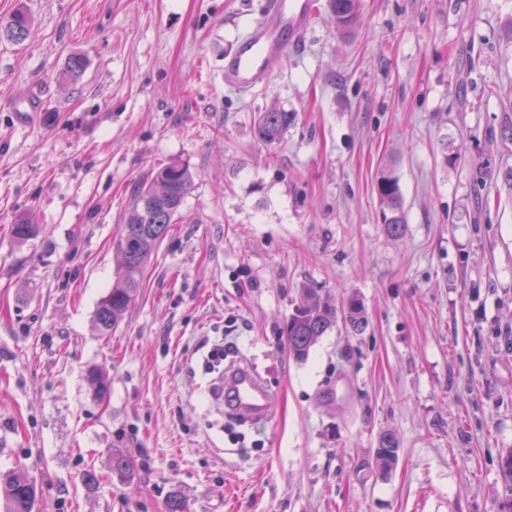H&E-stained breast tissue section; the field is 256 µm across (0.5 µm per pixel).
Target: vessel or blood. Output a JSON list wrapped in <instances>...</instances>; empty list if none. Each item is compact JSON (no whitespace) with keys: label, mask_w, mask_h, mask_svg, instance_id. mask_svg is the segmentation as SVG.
Instances as JSON below:
<instances>
[{"label":"vessel or blood","mask_w":512,"mask_h":512,"mask_svg":"<svg viewBox=\"0 0 512 512\" xmlns=\"http://www.w3.org/2000/svg\"><path fill=\"white\" fill-rule=\"evenodd\" d=\"M319 0H267L263 14L244 32L236 50L224 58V78L238 92H251L282 67L305 43L318 14ZM232 411L253 425L265 424L277 394L248 365L224 376Z\"/></svg>","instance_id":"vessel-or-blood-1"}]
</instances>
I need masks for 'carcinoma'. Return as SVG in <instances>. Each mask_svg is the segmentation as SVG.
<instances>
[{"label":"carcinoma","mask_w":512,"mask_h":512,"mask_svg":"<svg viewBox=\"0 0 512 512\" xmlns=\"http://www.w3.org/2000/svg\"><path fill=\"white\" fill-rule=\"evenodd\" d=\"M328 7L338 28L348 30L356 25L359 0H328ZM30 31V17L22 9L16 10L6 23L0 24V35L16 43L26 41ZM83 70L84 59L72 56L60 79L75 83ZM290 121L291 117L286 112L269 110L258 113L254 121L257 141L267 147L278 143ZM193 186L194 173L190 165L180 159L160 164L135 186L124 224L114 242L115 251L121 258L120 269L112 288L95 312V326L101 335L111 334L135 300L142 287L147 263L169 234L171 225L185 220L181 206ZM378 197L383 206V224L386 231L394 235L403 224V216L395 182L388 174L380 178ZM35 232V226L25 217L16 219L12 225V234L20 242L34 236ZM303 292L304 303L295 309L284 328L288 354L294 359H306L311 347L336 326L340 318L355 329L363 327L361 309L356 304L351 303L340 312L321 296L320 289L305 288ZM375 455L382 473L390 472L398 457L396 439L390 434L383 435ZM138 470L139 465L132 456L120 450L112 452L110 471L120 482L132 483ZM36 497V488L25 477L16 473L0 475V499L4 501L6 512H32Z\"/></svg>","instance_id":"carcinoma-1"}]
</instances>
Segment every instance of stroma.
<instances>
[{
	"label": "stroma",
	"mask_w": 512,
	"mask_h": 512,
	"mask_svg": "<svg viewBox=\"0 0 512 512\" xmlns=\"http://www.w3.org/2000/svg\"><path fill=\"white\" fill-rule=\"evenodd\" d=\"M21 5L29 39L0 38V474L36 486L34 512H168L174 493L186 512H512V0H362L349 32L322 12L248 95L224 58L263 0H0V20ZM268 109L292 117L270 148ZM172 158L195 172L186 220L100 335L131 190ZM307 286L365 326L298 361L283 330ZM219 345L277 391L267 424L211 402ZM290 121L291 117L285 112L275 110L259 112L254 121V134L257 141L267 147L278 143ZM378 197L383 206L382 221L386 226V231L391 235L397 234L404 221L401 211V199L397 193L395 182L389 174L383 175L380 178ZM378 465L383 474L390 472L398 457V443L391 434H385L375 449ZM138 470L139 465L132 456L120 450L112 451L110 471L121 483L131 484Z\"/></svg>",
	"instance_id": "stroma-1"
}]
</instances>
